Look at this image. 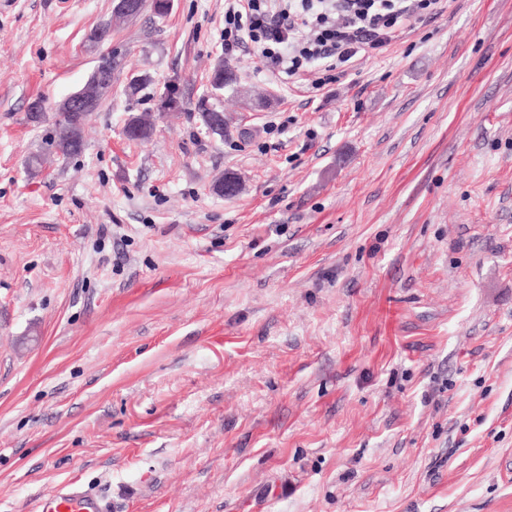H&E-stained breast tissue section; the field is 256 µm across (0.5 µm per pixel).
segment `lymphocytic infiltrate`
Listing matches in <instances>:
<instances>
[{
  "mask_svg": "<svg viewBox=\"0 0 512 512\" xmlns=\"http://www.w3.org/2000/svg\"><path fill=\"white\" fill-rule=\"evenodd\" d=\"M443 0H224V51L245 48L280 76L325 73L383 52Z\"/></svg>",
  "mask_w": 512,
  "mask_h": 512,
  "instance_id": "f902f5d3",
  "label": "lymphocytic infiltrate"
}]
</instances>
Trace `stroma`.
<instances>
[{"mask_svg":"<svg viewBox=\"0 0 512 512\" xmlns=\"http://www.w3.org/2000/svg\"><path fill=\"white\" fill-rule=\"evenodd\" d=\"M111 17L0 0V512L70 481L111 512H512V0H447L319 90L173 0L113 29L84 152L31 175ZM220 60L269 99L221 94L223 138ZM199 117L203 126L213 135L224 137L226 123L224 121V111L217 107H208L201 105L199 107Z\"/></svg>","mask_w":512,"mask_h":512,"instance_id":"obj_1","label":"stroma"}]
</instances>
